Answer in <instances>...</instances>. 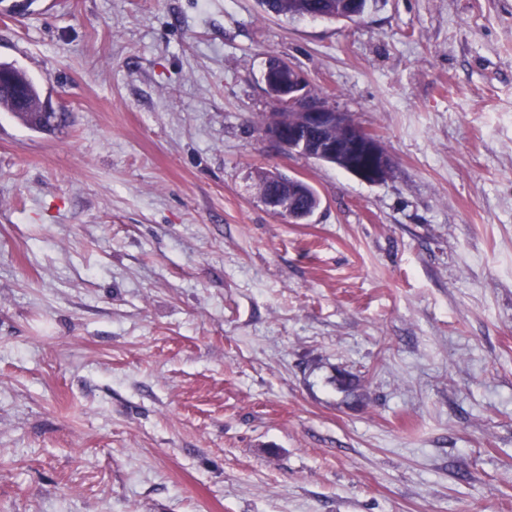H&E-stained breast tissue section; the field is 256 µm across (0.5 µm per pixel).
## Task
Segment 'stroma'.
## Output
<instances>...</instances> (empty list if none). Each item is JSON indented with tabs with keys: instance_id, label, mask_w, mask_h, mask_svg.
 <instances>
[{
	"instance_id": "stroma-1",
	"label": "stroma",
	"mask_w": 512,
	"mask_h": 512,
	"mask_svg": "<svg viewBox=\"0 0 512 512\" xmlns=\"http://www.w3.org/2000/svg\"><path fill=\"white\" fill-rule=\"evenodd\" d=\"M12 4L67 122L0 111V512H512V0ZM272 55L387 180L263 139ZM349 14L361 20L365 14L360 11L359 0H348ZM346 0H257L265 13H272L287 20L320 18L329 21H351ZM279 181L288 184V202L280 189L272 187ZM257 190L261 200L270 190L264 201L270 210L281 212L288 206V215H282L291 219L293 223L307 220L321 204L317 192L308 183L280 173L262 172L258 176Z\"/></svg>"
}]
</instances>
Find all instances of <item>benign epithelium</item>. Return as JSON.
Masks as SVG:
<instances>
[{
  "instance_id": "1",
  "label": "benign epithelium",
  "mask_w": 512,
  "mask_h": 512,
  "mask_svg": "<svg viewBox=\"0 0 512 512\" xmlns=\"http://www.w3.org/2000/svg\"><path fill=\"white\" fill-rule=\"evenodd\" d=\"M272 76L288 87V105L298 111L301 119L289 126L272 124L263 128L264 136L280 147L290 151H301L303 144L313 141L317 153L324 157L336 158L350 169L361 168L360 178L367 183H378L386 179L392 167L391 157L378 143L362 135V128L345 119L346 113L336 110L323 99L312 98L307 93L305 75L280 59L264 77ZM344 127L343 136L334 141L318 137L320 130L335 125ZM264 204L272 211L287 209L288 202L280 189L273 187L265 197Z\"/></svg>"
}]
</instances>
